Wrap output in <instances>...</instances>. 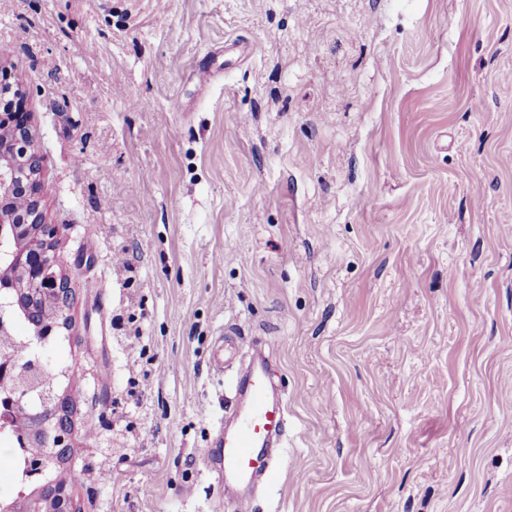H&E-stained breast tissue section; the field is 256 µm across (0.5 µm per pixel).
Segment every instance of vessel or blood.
Listing matches in <instances>:
<instances>
[{
  "mask_svg": "<svg viewBox=\"0 0 512 512\" xmlns=\"http://www.w3.org/2000/svg\"><path fill=\"white\" fill-rule=\"evenodd\" d=\"M267 378L263 361L237 376L230 408L233 426L219 433L214 447L202 451L203 458L214 463L226 481L248 483L272 474L269 449L273 440L283 435L287 419L283 401L268 396Z\"/></svg>",
  "mask_w": 512,
  "mask_h": 512,
  "instance_id": "b4317fda",
  "label": "vessel or blood"
}]
</instances>
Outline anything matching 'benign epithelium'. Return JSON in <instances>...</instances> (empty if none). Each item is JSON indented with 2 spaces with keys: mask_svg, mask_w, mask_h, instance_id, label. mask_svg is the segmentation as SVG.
<instances>
[{
  "mask_svg": "<svg viewBox=\"0 0 512 512\" xmlns=\"http://www.w3.org/2000/svg\"><path fill=\"white\" fill-rule=\"evenodd\" d=\"M43 160L30 130L8 137L0 135V329L7 328L5 310L28 317L34 336L55 327L69 329L72 291L68 280L57 274L50 256L56 228L45 223L41 201L47 184L41 178ZM0 393L7 402L0 406V424L12 425L36 456V474L58 469L68 444V420L58 376L48 360L0 365ZM29 512H76L68 485L43 483L26 492Z\"/></svg>",
  "mask_w": 512,
  "mask_h": 512,
  "instance_id": "7a95c632",
  "label": "benign epithelium"
}]
</instances>
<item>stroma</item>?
Masks as SVG:
<instances>
[{
	"mask_svg": "<svg viewBox=\"0 0 512 512\" xmlns=\"http://www.w3.org/2000/svg\"><path fill=\"white\" fill-rule=\"evenodd\" d=\"M0 62L74 291L76 512H233L201 452L257 350L252 512H512V0H0Z\"/></svg>",
	"mask_w": 512,
	"mask_h": 512,
	"instance_id": "1",
	"label": "stroma"
}]
</instances>
